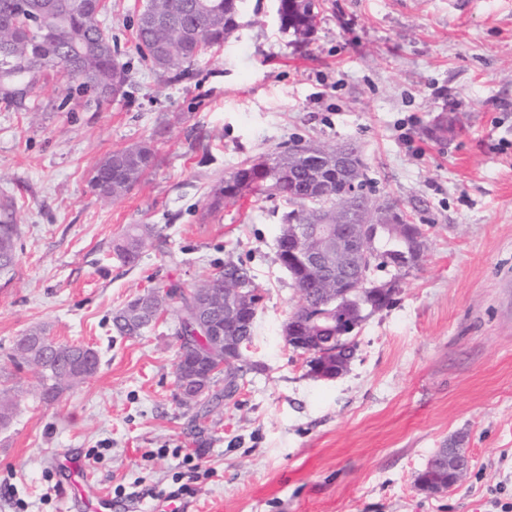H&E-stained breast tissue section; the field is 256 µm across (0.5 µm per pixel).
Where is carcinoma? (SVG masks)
Masks as SVG:
<instances>
[{
    "label": "carcinoma",
    "mask_w": 512,
    "mask_h": 512,
    "mask_svg": "<svg viewBox=\"0 0 512 512\" xmlns=\"http://www.w3.org/2000/svg\"><path fill=\"white\" fill-rule=\"evenodd\" d=\"M145 13L167 15L179 22L182 32L169 29H152L137 26V49L157 72L177 77L186 71L191 62L208 50L224 44L233 34L240 16V0H146ZM281 27L296 38H305L314 30L317 13L308 2L300 7L297 0H279ZM94 0H0V101L15 109H23L32 93L38 75L46 68H57L69 78L71 55L86 45L106 38ZM160 44L164 56L154 54L153 46ZM80 66L92 80L100 83L115 82L124 87L128 81L127 70L119 58L104 54H85ZM304 149L303 142L288 145V152L271 153L261 164L272 169L283 164H295L299 172L295 179L270 178L261 182L251 181L243 190L232 192L227 181H220L210 192L209 208L233 205L246 197L281 196L300 205L288 214L287 220L305 219L306 198H319L323 194L343 191L344 186H310L297 155ZM155 162V152L147 143L116 150L95 169L92 186L106 198L119 197L140 181ZM160 235L154 224H134L113 244V253L126 265L135 264L148 240ZM17 225L0 222V277L14 270L16 262ZM233 277L237 285L247 292L257 291L249 268L241 263L227 262L224 267L209 275L199 287L224 289V277ZM165 295L156 299L139 324L128 318V305L112 314V330L118 336H139L156 319L160 312L171 311L178 324L177 336L183 338L185 306L191 295L184 293L176 283L165 285ZM19 368L33 372L41 388V399L52 403L68 390L84 383L98 367L99 359L94 349L83 345H46L42 331L32 330L20 337L16 344ZM245 372V361L224 375V391L211 395L209 402L231 396L239 386ZM22 391L21 385L0 388V424L7 425L13 414L15 398ZM417 483L434 490L448 487V469L440 466L423 470Z\"/></svg>",
    "instance_id": "carcinoma-1"
}]
</instances>
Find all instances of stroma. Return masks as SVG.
<instances>
[{"label": "stroma", "mask_w": 512, "mask_h": 512, "mask_svg": "<svg viewBox=\"0 0 512 512\" xmlns=\"http://www.w3.org/2000/svg\"><path fill=\"white\" fill-rule=\"evenodd\" d=\"M143 2L104 10L128 70L119 98L96 102L52 68L28 109L0 102V212L19 229L14 272L0 278V385L25 383L0 428V512H65L62 448L105 496L141 492L139 512L178 482L188 512L512 503V0H315L304 40L281 29L277 0H243L231 40L171 81L136 48ZM453 116L459 130L436 136ZM295 140L355 144L370 198L426 232L394 304L363 323L348 371L330 381L282 335L300 303L277 257L292 204L206 209L217 178ZM140 143L153 168L120 197L99 196L95 167ZM133 224L161 237L125 265L112 244ZM228 261L250 268L261 296L252 369L205 414L180 403L171 313L136 337L110 318L151 288L191 291ZM35 329L99 355L51 404L13 361ZM442 448L460 449L468 470L430 494L416 478Z\"/></svg>", "instance_id": "stroma-1"}]
</instances>
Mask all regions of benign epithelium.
I'll use <instances>...</instances> for the list:
<instances>
[{
    "label": "benign epithelium",
    "mask_w": 512,
    "mask_h": 512,
    "mask_svg": "<svg viewBox=\"0 0 512 512\" xmlns=\"http://www.w3.org/2000/svg\"><path fill=\"white\" fill-rule=\"evenodd\" d=\"M311 179L320 182L334 177L346 182L350 193L359 197L362 188L363 168L354 159L349 145L323 148L309 143L303 155ZM395 228L394 211L391 206H375L366 199L352 202L347 199L326 198V207L314 212L297 224L282 227L279 241L282 251L288 255L284 268L296 279L308 275L319 279L326 289V301L319 305V314L309 320L325 318L336 325L334 336H310L302 333L297 319L291 317L284 327L288 345L307 355L312 361L311 376L319 380L337 377L331 369V360L339 351L342 338L353 330V317L362 306H375L379 295H393L398 277L378 282L374 279L376 265L388 259L387 252L378 244L381 230ZM410 240L405 250L398 253L392 262L398 272L414 268L422 255L425 233L419 224H411ZM252 294L237 288L224 294V327L235 324L242 308L254 309ZM216 306L213 295L202 290L190 301L187 319L195 333L208 341L209 350L195 351L194 356L208 361L224 358V364H232L241 354V346L232 337L217 327L212 317ZM211 391L210 385L201 377L184 374L179 376L178 392L186 404H202ZM467 469L466 458L456 449H448V476L460 482Z\"/></svg>",
    "instance_id": "benign-epithelium-1"
}]
</instances>
